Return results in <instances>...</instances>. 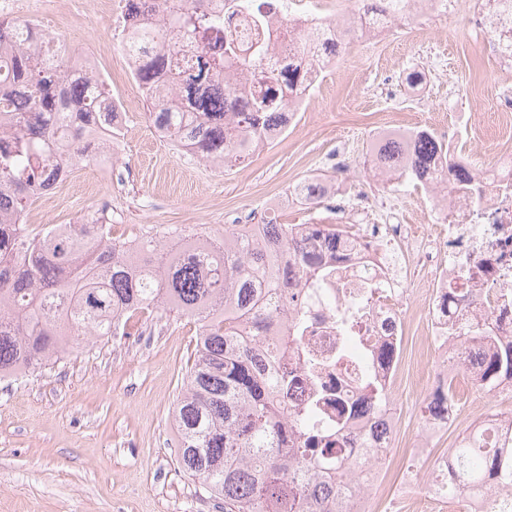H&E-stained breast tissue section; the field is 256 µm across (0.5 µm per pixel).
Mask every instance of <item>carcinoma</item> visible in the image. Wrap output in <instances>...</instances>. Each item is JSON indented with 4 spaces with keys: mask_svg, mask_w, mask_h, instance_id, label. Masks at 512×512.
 I'll use <instances>...</instances> for the list:
<instances>
[{
    "mask_svg": "<svg viewBox=\"0 0 512 512\" xmlns=\"http://www.w3.org/2000/svg\"><path fill=\"white\" fill-rule=\"evenodd\" d=\"M133 0V13L162 9V22L190 39L181 64L172 63L161 36L135 30L122 44L134 59V77L150 105L149 119L175 134L177 151L207 165L232 168L272 142L271 131L288 126V101L310 87L314 62L290 61L268 72L267 88L238 99L216 76L244 74L250 61L237 47L233 19L240 0ZM399 0H371L368 17L390 13ZM278 0H254L256 26ZM28 20L0 18V83L21 87L0 96L15 124L0 127V380L34 372L74 351L84 337L116 336L135 316L175 312L198 324L183 387L173 409L176 461L205 491L224 502V512H341L339 503L359 463L336 430L317 437L308 416L285 414L277 395L294 381L277 372L279 359L299 337L269 342L266 324L302 318L280 283L279 255L297 247L293 225L265 224L255 238L241 224L224 234L183 243L147 237L137 244L112 238L109 224H56L32 234L25 210L72 155L90 162L103 152L85 132L108 122L111 96L104 84L86 89L65 54L49 64L23 45ZM417 148L394 168L423 176L438 168L448 189L467 184L475 171L426 131ZM512 376V348L489 361L484 380ZM453 478L443 497L476 494L495 475L512 478V454L477 444L471 434L455 442Z\"/></svg>",
    "mask_w": 512,
    "mask_h": 512,
    "instance_id": "cac0c4a2",
    "label": "carcinoma"
}]
</instances>
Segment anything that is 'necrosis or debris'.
<instances>
[{"label":"necrosis or debris","mask_w":512,"mask_h":512,"mask_svg":"<svg viewBox=\"0 0 512 512\" xmlns=\"http://www.w3.org/2000/svg\"><path fill=\"white\" fill-rule=\"evenodd\" d=\"M353 8L340 18L292 11L288 0L269 21L267 64L280 65L300 47L319 58L323 39L358 18ZM471 22L488 40L483 51L512 73V0L497 15L476 10ZM400 193L348 209L338 237L298 224L294 233L308 257L327 271L325 279L300 280L295 298L303 312L299 345L283 361L299 371L281 401L290 410L312 409L318 428L331 429L337 414L347 419L353 459L367 462L365 478L352 492L349 512H370L386 475L401 471L389 512H437V489L448 481L446 453H435L443 425L469 422L481 399L449 401L448 384L464 378L479 385L486 363L512 345V145L496 165L479 170L467 187L449 190L435 179L424 187L425 223H407ZM488 323L490 340H465L475 323ZM371 377L384 385L388 404L371 405L363 387ZM440 405L418 425L410 452L422 465L403 470L392 459L402 411L412 399ZM370 433L371 447L359 438ZM456 512H512V485L491 481L478 494L461 495Z\"/></svg>","instance_id":"4bbe7bcc"}]
</instances>
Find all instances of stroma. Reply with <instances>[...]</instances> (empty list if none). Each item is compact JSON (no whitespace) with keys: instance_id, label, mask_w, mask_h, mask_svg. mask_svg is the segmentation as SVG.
Returning a JSON list of instances; mask_svg holds the SVG:
<instances>
[{"instance_id":"stroma-1","label":"stroma","mask_w":512,"mask_h":512,"mask_svg":"<svg viewBox=\"0 0 512 512\" xmlns=\"http://www.w3.org/2000/svg\"><path fill=\"white\" fill-rule=\"evenodd\" d=\"M126 2L112 0L108 15L68 19L92 35L74 46L75 56L94 58L107 92L128 107L113 165L92 179L74 169L55 207L31 202V232L78 223L98 206L109 210L112 236L124 242L160 227L213 236L230 218L332 224L336 211L327 204L280 210L276 198L313 174L349 179L356 202L381 194L386 184L367 159L384 114L426 129L434 118L445 120L456 152L487 167L512 138L498 109L512 74L481 55L486 36L468 23L476 0H458L447 31L409 21L353 46L280 139L243 164L212 169L176 153L150 125L149 104L115 37ZM434 53L444 59L442 70L430 67ZM414 71L424 74V92L407 83ZM196 335V324L183 317L141 319L129 335L88 338L55 368L0 381V512H224L223 501L204 493L175 456L172 409Z\"/></svg>"}]
</instances>
